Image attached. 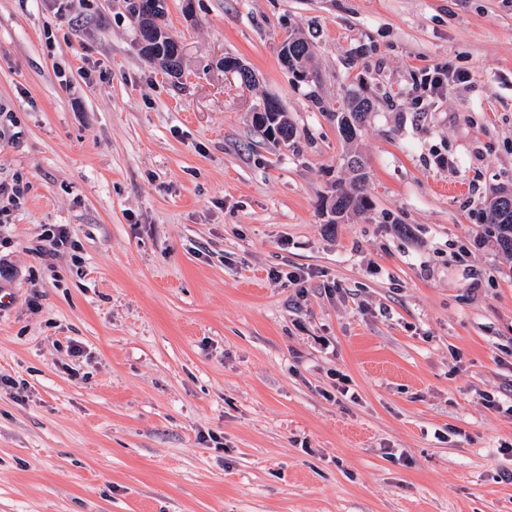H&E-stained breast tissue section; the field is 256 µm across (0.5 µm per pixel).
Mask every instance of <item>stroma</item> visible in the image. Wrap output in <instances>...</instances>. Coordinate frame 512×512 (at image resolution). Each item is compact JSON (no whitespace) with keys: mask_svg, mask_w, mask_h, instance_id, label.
<instances>
[{"mask_svg":"<svg viewBox=\"0 0 512 512\" xmlns=\"http://www.w3.org/2000/svg\"><path fill=\"white\" fill-rule=\"evenodd\" d=\"M164 24L179 77L126 0H0V185L25 187L0 196V512H512V255L483 220L512 189V0ZM438 63L467 75L441 97ZM349 90L374 103L350 144L316 106ZM267 96L292 143L257 130ZM352 150L371 205L331 224ZM164 14L159 17L155 24V35L148 47L141 48L142 54L155 62H158L167 72L169 71V60L174 54L176 42L172 40L161 23ZM286 42L284 46H288V70H291L293 74L299 71L306 76L307 83L313 82L316 76L308 68L312 54L309 43L294 37H288Z\"/></svg>","mask_w":512,"mask_h":512,"instance_id":"35a3bbf8","label":"stroma"}]
</instances>
